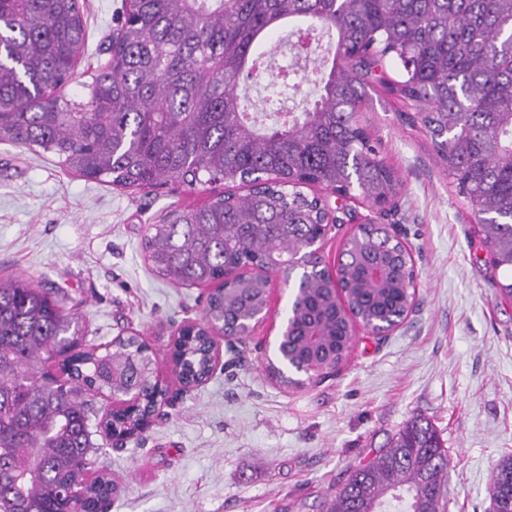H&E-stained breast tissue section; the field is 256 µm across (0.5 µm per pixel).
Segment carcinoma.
<instances>
[{
	"mask_svg": "<svg viewBox=\"0 0 512 512\" xmlns=\"http://www.w3.org/2000/svg\"><path fill=\"white\" fill-rule=\"evenodd\" d=\"M292 26L319 44L335 37L324 61L279 73L286 87L319 85L300 112L259 120L240 92L261 63V44ZM85 19L79 0H0V142L38 147L67 170L127 188L170 179L224 182L205 206L172 210L149 225L143 251L158 277L196 285L239 265L292 273L324 215L304 185L352 186L390 202L400 179L379 158L359 113L385 58L400 66L388 91L415 108L412 123L430 137L457 194L489 222L479 225L494 274L512 275V0H129L107 58L69 99ZM245 186L239 195L233 188ZM339 277L363 315L406 313L412 271L404 246L379 224L354 234ZM256 278L208 298L204 317L219 320L261 303ZM302 308L281 351L317 366L327 354L306 345L307 319L345 355L344 327L328 285L302 271ZM129 336L104 347L86 343L79 318L53 293L19 277L0 278V512H110L116 482L105 469L83 474L94 449L87 394L144 392L157 386L149 361ZM173 357L188 378L211 372L203 330L184 336ZM58 363L57 375L45 369ZM139 415L110 411L105 435L137 432ZM449 462L429 423H406L390 445L351 471L327 512H445ZM491 512H512V456L494 467Z\"/></svg>",
	"mask_w": 512,
	"mask_h": 512,
	"instance_id": "carcinoma-1",
	"label": "carcinoma"
}]
</instances>
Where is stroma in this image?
Masks as SVG:
<instances>
[{
    "label": "stroma",
    "instance_id": "stroma-1",
    "mask_svg": "<svg viewBox=\"0 0 512 512\" xmlns=\"http://www.w3.org/2000/svg\"><path fill=\"white\" fill-rule=\"evenodd\" d=\"M85 42L76 78L105 59L122 0H81ZM266 76L246 92L258 111H299L318 85L276 94L269 78L294 57L270 36ZM362 116L379 156L402 182L397 208L379 216L362 199L321 242L333 264L358 225H397L417 273L416 305L387 336L359 332L335 375L288 388L273 379L258 345L268 332L222 348L202 385L179 396L125 448L94 432L96 459L118 483L112 512H325L331 489L371 461L408 421L429 422L448 452L447 512H488L487 487L512 455V302L496 296L487 251L468 203L438 162L407 107L375 87ZM223 183L169 182L153 190L89 180L37 148L0 143V275H21L58 292L88 340L106 344L127 329L156 352L171 378L169 345L204 302L193 286L160 279L142 250L149 225L223 192Z\"/></svg>",
    "mask_w": 512,
    "mask_h": 512
}]
</instances>
